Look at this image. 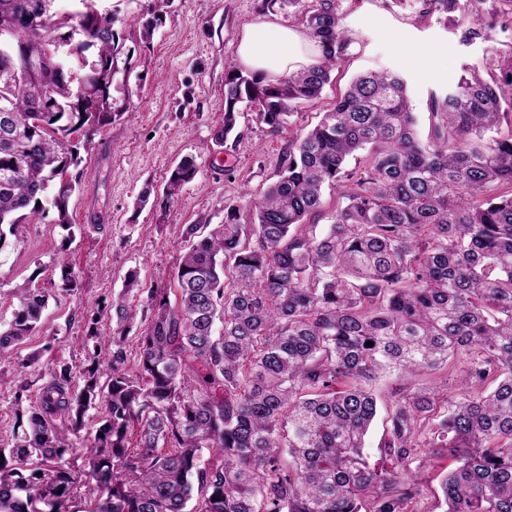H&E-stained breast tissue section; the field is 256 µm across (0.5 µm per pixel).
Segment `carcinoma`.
Listing matches in <instances>:
<instances>
[{
	"label": "carcinoma",
	"mask_w": 512,
	"mask_h": 512,
	"mask_svg": "<svg viewBox=\"0 0 512 512\" xmlns=\"http://www.w3.org/2000/svg\"><path fill=\"white\" fill-rule=\"evenodd\" d=\"M55 0H0V226L42 215L56 186V223L70 224V167L80 145L112 123L119 42L96 0L57 15ZM294 8L307 32L335 49L321 65L270 79L230 71L224 124L241 109L272 132L321 96L330 71L357 43L341 27V0H263ZM488 0H422L418 20L460 14L466 41L488 38ZM168 0H155L142 37H153ZM420 141L404 79L356 77L333 109L288 141L278 179L242 223L189 224L171 289L143 287L129 271L112 296L109 326L92 315L98 348L80 375L49 368L21 434L0 448V512H70L83 487L86 512H408L424 462L444 452L443 512H512V50L486 72L466 70L430 103ZM366 152L362 165L349 157ZM198 173L183 157L168 197ZM349 183L347 203L317 235L324 186ZM0 326V361L41 322L49 293L17 288ZM144 300L141 356L125 368L123 343ZM373 346H365L366 342ZM458 392L407 387L388 406L376 467L364 442L377 416L372 383L384 374L453 368ZM95 411L85 469L61 461ZM429 448L411 467L416 449ZM212 452L209 458L203 451Z\"/></svg>",
	"instance_id": "cac0c4a2"
}]
</instances>
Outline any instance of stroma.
<instances>
[{"label":"stroma","instance_id":"1","mask_svg":"<svg viewBox=\"0 0 512 512\" xmlns=\"http://www.w3.org/2000/svg\"><path fill=\"white\" fill-rule=\"evenodd\" d=\"M153 0H103L111 9L121 52L112 95L119 114L96 133L74 174L79 186L69 201L71 229L55 222L51 194L44 213L0 242V322L16 306L15 289L43 288L50 295L41 327L19 345V358L58 361L81 371L88 364L84 347L87 317L121 291L129 270L144 283L171 272L186 225L207 218L224 221L226 202L242 194L260 198L277 178L289 140L300 137L329 111L353 76L387 69L405 80L419 131L430 129L431 94L447 92L463 69H485L491 57L512 49V29L483 14L488 38L465 41L456 15L418 19L420 0H342L341 25L358 40L348 61L331 73L319 99L302 105L278 134L241 117V136L224 146L213 143L224 121V80L237 68L234 44L243 29L283 11L262 8L261 0H171L164 23L151 40L139 24L150 17ZM432 54L420 65L415 52ZM195 156L197 176L174 199L163 191L181 158ZM148 204L135 208L144 188ZM67 257L78 289L62 288L59 257ZM29 381L30 398L42 385L37 374L20 376L14 362H0V448L12 446L22 408L15 393ZM446 372H417L381 378L374 389L380 405L413 384L446 390Z\"/></svg>","mask_w":512,"mask_h":512}]
</instances>
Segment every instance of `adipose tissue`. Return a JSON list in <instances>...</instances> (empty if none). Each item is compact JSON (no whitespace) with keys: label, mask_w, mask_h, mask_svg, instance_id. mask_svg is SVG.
<instances>
[{"label":"adipose tissue","mask_w":512,"mask_h":512,"mask_svg":"<svg viewBox=\"0 0 512 512\" xmlns=\"http://www.w3.org/2000/svg\"><path fill=\"white\" fill-rule=\"evenodd\" d=\"M327 52L325 44L304 29L276 18L247 26L234 47L236 59L244 69L273 78L320 64Z\"/></svg>","instance_id":"obj_1"}]
</instances>
